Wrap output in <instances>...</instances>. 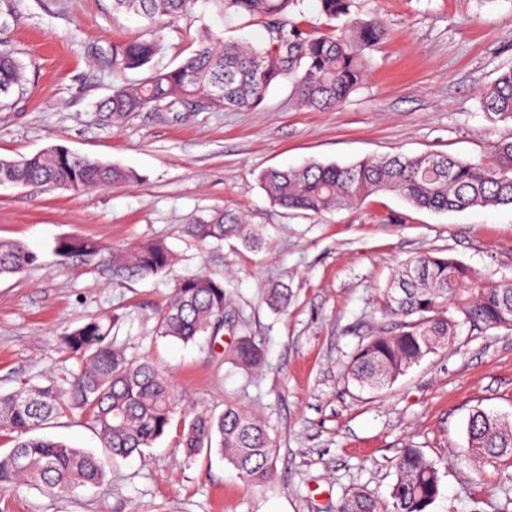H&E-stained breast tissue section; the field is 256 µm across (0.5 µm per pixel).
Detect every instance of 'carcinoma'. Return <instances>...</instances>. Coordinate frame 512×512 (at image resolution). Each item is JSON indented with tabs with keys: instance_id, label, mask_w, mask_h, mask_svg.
Segmentation results:
<instances>
[{
	"instance_id": "cac0c4a2",
	"label": "carcinoma",
	"mask_w": 512,
	"mask_h": 512,
	"mask_svg": "<svg viewBox=\"0 0 512 512\" xmlns=\"http://www.w3.org/2000/svg\"><path fill=\"white\" fill-rule=\"evenodd\" d=\"M197 0H112L114 15L135 14L147 21L149 37L112 46V69L135 70L162 50V30L191 13ZM226 17L266 20L269 41L256 48L202 41L175 68L158 69L136 87H118L100 103L98 112L119 120L153 108L170 110L200 103L212 110H255L279 80L292 81L298 103L324 111L342 105L363 82L372 52L386 36L379 17L351 15L353 0H319L328 25L342 22L339 33L309 34L295 18L299 0H216ZM22 82L20 62L0 52V96ZM484 111L512 121V69L501 73L482 93ZM139 175L115 164L75 157L63 146L21 159H0V184L32 183L80 191L132 183ZM260 185L276 204L321 214L357 206L368 196L393 192L411 206L433 212L512 205V140L492 146L488 162L462 161L442 153L393 154L341 166L308 162L287 169L268 168ZM238 216L224 210L187 227L200 241H222L244 233ZM96 241L63 238L56 252L63 258L101 256ZM36 255L19 242L0 240V277L22 273ZM177 257L161 241L147 242L109 260L113 272L128 276H164ZM270 307H288L289 290L267 289ZM227 306L224 283L202 273L180 279L167 305L156 316L157 334L183 343L224 330ZM382 310L399 319L390 334L370 337L354 352L351 378L361 387L382 389L431 354L451 347L459 329H512V281L494 282L466 264L424 254L405 264L384 292ZM111 324L92 318L62 338L67 359L47 385L25 382L0 394V433L14 441L0 456V486L25 485L46 495L71 496L104 481L118 458L142 454L162 438L173 422L185 423L180 445L191 460L215 448L254 485L269 482L274 440L264 420L238 403H227L215 415L188 405L174 394L169 378L151 360L108 343ZM230 359L245 370L262 361L260 346L240 336ZM79 414L95 428L104 454L73 448L36 434L47 421ZM470 456L482 463L512 466V420L474 409L466 423ZM396 478L387 507L366 489L341 499L336 512H430L441 494L440 467L408 445L397 458Z\"/></svg>"
}]
</instances>
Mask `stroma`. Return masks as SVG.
Segmentation results:
<instances>
[{"label": "stroma", "mask_w": 512, "mask_h": 512, "mask_svg": "<svg viewBox=\"0 0 512 512\" xmlns=\"http://www.w3.org/2000/svg\"><path fill=\"white\" fill-rule=\"evenodd\" d=\"M353 11L379 14L388 36L338 109L300 107L285 79L256 110L147 109L110 124L96 107L114 88L174 68L204 34L264 45L266 27L247 17L225 21L215 0H197L164 30L148 67L115 71L98 52L145 35L143 19L113 17L112 0H0V51L25 65L23 85L0 99V158L62 145L139 176L79 193L0 185V239L37 256L23 273L0 278V393L28 380L48 384L64 358L62 336L117 313L112 335L161 367L178 396L216 412L228 401L245 405L277 445L271 481L256 486L217 453L187 461L174 426L145 456L110 467L99 487L72 498L0 490V512H336L360 488L387 499L407 444L443 474L431 512H512V467L475 465L465 432L477 407L512 418V330L461 332L452 348L378 391L348 376L356 347L398 326L378 299L402 263L432 253L493 281L512 279V206L433 213L379 193L314 214L274 204L258 181L267 168L308 161L346 165L426 152L489 159L496 141L512 138V122L491 118L480 101L512 69V0H354ZM221 209L240 214L263 247L188 236L187 225ZM65 237L94 239L117 255L160 240L178 261L164 277H121L57 256L55 243ZM199 272L224 283L223 333L188 345L158 336L156 309L177 280ZM274 285L291 294L279 312L264 296ZM243 335L264 350L248 374L224 359ZM44 433L103 450L77 416L56 419Z\"/></svg>", "instance_id": "obj_1"}]
</instances>
